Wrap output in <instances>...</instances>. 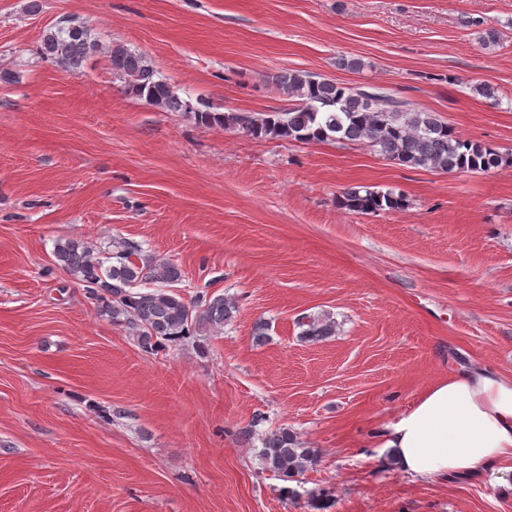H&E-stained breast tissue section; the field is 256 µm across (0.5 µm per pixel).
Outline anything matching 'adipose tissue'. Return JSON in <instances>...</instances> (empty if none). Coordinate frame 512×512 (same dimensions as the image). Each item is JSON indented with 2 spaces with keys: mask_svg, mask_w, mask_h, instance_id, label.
I'll return each mask as SVG.
<instances>
[{
  "mask_svg": "<svg viewBox=\"0 0 512 512\" xmlns=\"http://www.w3.org/2000/svg\"><path fill=\"white\" fill-rule=\"evenodd\" d=\"M391 462L421 480L512 462V377L471 369L429 384L381 434Z\"/></svg>",
  "mask_w": 512,
  "mask_h": 512,
  "instance_id": "adipose-tissue-1",
  "label": "adipose tissue"
}]
</instances>
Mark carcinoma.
<instances>
[{
    "label": "carcinoma",
    "instance_id": "1",
    "mask_svg": "<svg viewBox=\"0 0 512 512\" xmlns=\"http://www.w3.org/2000/svg\"><path fill=\"white\" fill-rule=\"evenodd\" d=\"M107 52L113 74L126 81L127 90L165 112H184L202 125L241 130L254 138L316 142H351L367 146L399 165L442 172L485 173L512 164V155L483 142L459 136L438 114L382 87L353 86L307 71L289 70L271 76L290 107L265 113L214 112L205 100L192 108L175 87L158 75L151 59L122 45L104 48L95 34L74 17H66L43 31L39 53L66 71L79 74L87 60ZM342 205L361 214L401 209L403 195L367 187H351ZM56 264L84 287L90 299L101 303L99 313L127 329L137 344L153 353L167 343L196 333L219 332L232 323L239 307L231 297L198 292L191 299L176 289L182 269L164 258H149L141 246L123 238L112 240L101 257L83 242L60 239L54 249ZM301 335L319 342L336 335V321L304 316ZM258 457L263 468L283 481H294L318 463L287 427L261 439Z\"/></svg>",
    "mask_w": 512,
    "mask_h": 512
}]
</instances>
